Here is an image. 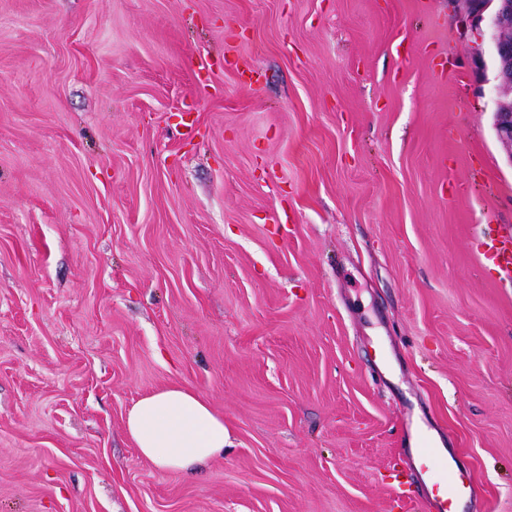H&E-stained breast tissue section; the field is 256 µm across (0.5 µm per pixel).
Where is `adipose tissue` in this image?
Masks as SVG:
<instances>
[{
  "label": "adipose tissue",
  "mask_w": 512,
  "mask_h": 512,
  "mask_svg": "<svg viewBox=\"0 0 512 512\" xmlns=\"http://www.w3.org/2000/svg\"><path fill=\"white\" fill-rule=\"evenodd\" d=\"M125 430L154 466L187 471L222 456L228 434L223 416L187 385L155 390L129 409Z\"/></svg>",
  "instance_id": "adipose-tissue-1"
}]
</instances>
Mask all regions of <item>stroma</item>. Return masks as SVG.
<instances>
[{
  "instance_id": "obj_1",
  "label": "stroma",
  "mask_w": 512,
  "mask_h": 512,
  "mask_svg": "<svg viewBox=\"0 0 512 512\" xmlns=\"http://www.w3.org/2000/svg\"><path fill=\"white\" fill-rule=\"evenodd\" d=\"M473 52L445 0H0V512H430L422 437L512 512ZM174 385L196 474L125 431ZM125 430L140 455L169 471H188L224 454V417L188 385L170 386L139 398Z\"/></svg>"
}]
</instances>
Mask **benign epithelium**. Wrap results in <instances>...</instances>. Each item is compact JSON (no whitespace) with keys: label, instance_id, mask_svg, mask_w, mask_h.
I'll use <instances>...</instances> for the list:
<instances>
[{"label":"benign epithelium","instance_id":"7a95c632","mask_svg":"<svg viewBox=\"0 0 512 512\" xmlns=\"http://www.w3.org/2000/svg\"><path fill=\"white\" fill-rule=\"evenodd\" d=\"M448 14L460 25L472 30L477 41L489 37L490 52L505 60L512 58V0H447ZM490 84L493 102V128L496 138L506 150L512 166V109L499 105V98L512 94V66L502 65L492 78L483 80Z\"/></svg>","mask_w":512,"mask_h":512}]
</instances>
